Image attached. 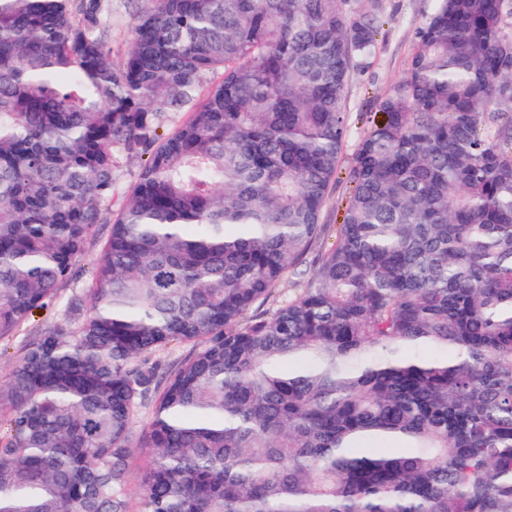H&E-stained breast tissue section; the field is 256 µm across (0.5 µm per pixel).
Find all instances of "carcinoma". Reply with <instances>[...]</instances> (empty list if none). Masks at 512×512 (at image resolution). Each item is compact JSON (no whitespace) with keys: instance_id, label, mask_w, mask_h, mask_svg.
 <instances>
[{"instance_id":"1","label":"carcinoma","mask_w":512,"mask_h":512,"mask_svg":"<svg viewBox=\"0 0 512 512\" xmlns=\"http://www.w3.org/2000/svg\"><path fill=\"white\" fill-rule=\"evenodd\" d=\"M145 2L115 62L103 0H0V339L88 279L0 380V512H133L136 452L138 512H512V0H435L346 169L375 6ZM303 271L301 275L288 277V280L275 290L274 302H270L267 307H273L275 304L293 298L303 288L304 283L311 275V268L309 264L301 268Z\"/></svg>"}]
</instances>
